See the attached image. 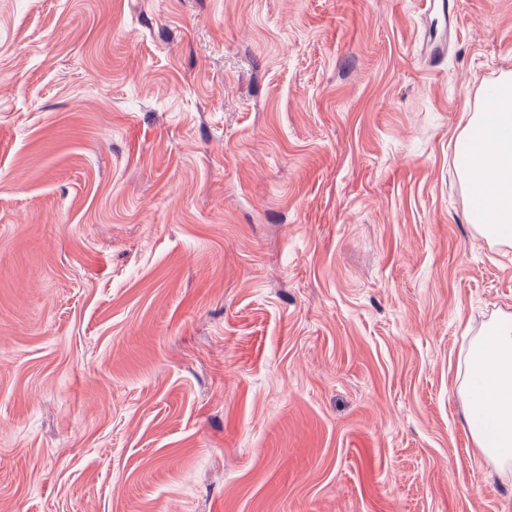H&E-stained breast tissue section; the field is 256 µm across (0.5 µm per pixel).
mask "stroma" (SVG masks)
<instances>
[{"mask_svg": "<svg viewBox=\"0 0 512 512\" xmlns=\"http://www.w3.org/2000/svg\"><path fill=\"white\" fill-rule=\"evenodd\" d=\"M507 73L512 0H0V512H512ZM469 215L489 242L512 244V75L506 74L457 139ZM470 435L501 466L512 461V320L476 338L460 391Z\"/></svg>", "mask_w": 512, "mask_h": 512, "instance_id": "35a3bbf8", "label": "stroma"}]
</instances>
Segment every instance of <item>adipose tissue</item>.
Returning <instances> with one entry per match:
<instances>
[{
    "label": "adipose tissue",
    "mask_w": 512,
    "mask_h": 512,
    "mask_svg": "<svg viewBox=\"0 0 512 512\" xmlns=\"http://www.w3.org/2000/svg\"><path fill=\"white\" fill-rule=\"evenodd\" d=\"M469 215L487 241L512 244V75H504L457 139ZM470 435L482 453L512 462V320L476 338L460 391Z\"/></svg>",
    "instance_id": "obj_1"
}]
</instances>
